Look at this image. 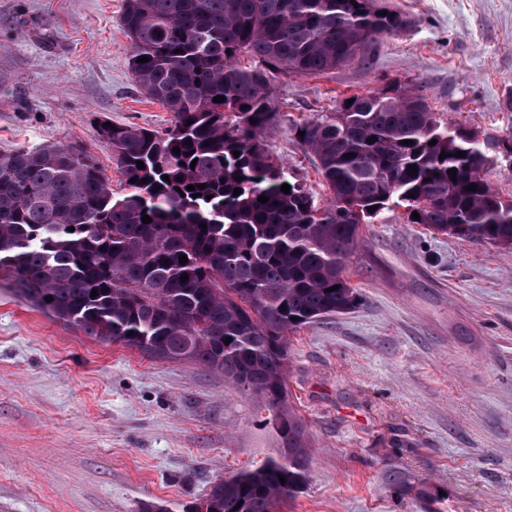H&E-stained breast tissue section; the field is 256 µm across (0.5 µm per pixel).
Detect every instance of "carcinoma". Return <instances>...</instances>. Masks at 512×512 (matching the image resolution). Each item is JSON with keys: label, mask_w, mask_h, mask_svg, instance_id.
I'll use <instances>...</instances> for the list:
<instances>
[{"label": "carcinoma", "mask_w": 512, "mask_h": 512, "mask_svg": "<svg viewBox=\"0 0 512 512\" xmlns=\"http://www.w3.org/2000/svg\"><path fill=\"white\" fill-rule=\"evenodd\" d=\"M120 23L132 79L168 109L169 125L98 127L124 177L119 197L92 154L71 143L0 152V274L90 338L199 363L256 395L278 419L281 452L206 497L211 512H279L307 482L310 447L287 399L288 344L359 304L345 265L362 231L352 206L367 222L392 201L411 224L509 251L512 206L492 191L478 139L401 85L292 124L330 194L324 207L266 148L282 118L277 75L325 73L350 57L367 64L380 36L406 27L379 0H125ZM242 55L256 64L240 65Z\"/></svg>", "instance_id": "1"}]
</instances>
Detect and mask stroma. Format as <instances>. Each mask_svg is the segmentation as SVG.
Here are the masks:
<instances>
[{"instance_id":"obj_1","label":"stroma","mask_w":512,"mask_h":512,"mask_svg":"<svg viewBox=\"0 0 512 512\" xmlns=\"http://www.w3.org/2000/svg\"><path fill=\"white\" fill-rule=\"evenodd\" d=\"M409 20L373 63L280 76L270 152L328 194L295 121L408 86L474 132L512 199V0H382ZM124 0H0V152L72 142L114 195L100 123L171 114L128 68ZM360 306L304 328L286 391L310 435L288 512H512V253L435 234L390 204L346 259ZM256 396L190 361L88 338L0 278V512H188L214 482L277 455Z\"/></svg>"}]
</instances>
